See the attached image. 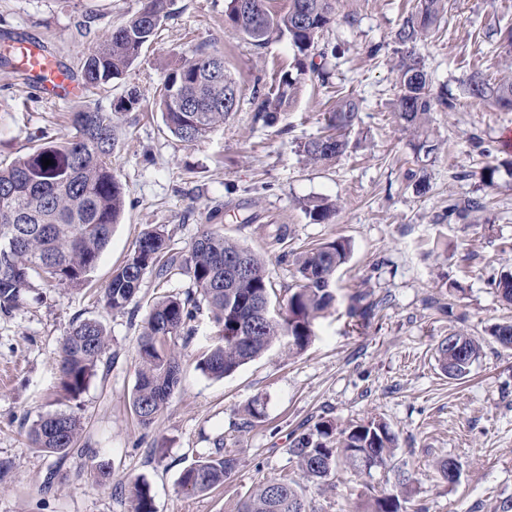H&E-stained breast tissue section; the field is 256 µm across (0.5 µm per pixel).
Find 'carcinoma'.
Masks as SVG:
<instances>
[{"label": "carcinoma", "instance_id": "cac0c4a2", "mask_svg": "<svg viewBox=\"0 0 512 512\" xmlns=\"http://www.w3.org/2000/svg\"><path fill=\"white\" fill-rule=\"evenodd\" d=\"M171 0H141L119 26L96 43L80 61L81 78L88 87H104L122 78L151 43L157 29L170 15ZM446 0H418L415 10L396 31L399 45L396 64L400 94L397 117L416 141L419 151L437 150L430 138L428 116L438 105L455 108L452 98L431 93L423 60L413 51L414 43L438 22ZM225 22L254 46L264 47L288 38L304 58L336 55V50L318 48L320 34L335 20L336 0H288L284 7L276 0H228ZM236 84L224 74V56L198 51L176 62L166 74L162 99L163 119L180 141L192 143L207 138L224 124V90ZM296 93V79L284 71L268 87L265 117L274 119L290 104ZM467 95L502 110L512 111V81L489 83L474 72L466 83ZM360 120V102L348 97L336 101L325 117L322 135L301 145L310 163L342 156L348 146L347 134ZM74 133L59 141L43 134L29 151L0 165V242L17 241L8 269H0V312L18 307L33 278L81 289L112 238L126 206L122 185L112 172L115 146L112 114L97 109L73 113ZM52 164L44 166L43 160ZM481 198L448 204V220L465 222L484 209ZM305 212L316 224H325L336 214V206L315 202ZM168 235L151 228L135 241L126 261L112 271L102 290L104 306L124 310L136 296L144 276L166 279L175 271L188 274L196 292L181 298L165 295L155 302L145 319L137 343L140 369L132 395V408L139 422L149 427L167 404L179 383L180 362L174 352L175 340L205 305L216 328L214 344L202 354L198 369L212 378L234 373L282 338L297 350L315 336L317 315L336 301V273L347 263L350 243L336 239L305 251L298 257L299 283L289 289L283 307H275L273 288L264 261L252 250L224 235L205 228L192 242L188 254L178 257L167 250ZM244 259L243 273L235 261ZM500 298L512 305V270L492 278ZM382 302L364 291L349 296L347 314L356 325L366 327ZM463 341L460 357L442 340L436 350L442 372L460 381L471 372L481 343L473 336L455 334ZM109 336L98 319L72 324L61 344L59 388L66 398L76 400L84 392L99 364L111 361ZM83 425L73 411L55 412L39 418L29 431L32 445L64 460L87 459L102 483L112 481V464L81 443ZM396 447L395 435L387 423L368 421L337 429L330 420L295 435L290 448L301 478L322 483L339 471L364 473V463L384 466ZM238 466L237 458L217 448L213 456L184 469L180 486L188 493L205 494L224 485ZM399 490L384 493L362 512H403L402 503L411 494L410 477L401 475ZM132 512H153L152 497L144 485H137ZM240 512H307L300 483L281 478L267 481L252 491Z\"/></svg>", "mask_w": 512, "mask_h": 512}]
</instances>
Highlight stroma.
Returning a JSON list of instances; mask_svg holds the SVG:
<instances>
[{
  "label": "stroma",
  "mask_w": 512,
  "mask_h": 512,
  "mask_svg": "<svg viewBox=\"0 0 512 512\" xmlns=\"http://www.w3.org/2000/svg\"><path fill=\"white\" fill-rule=\"evenodd\" d=\"M139 6V0H0V50L17 39L40 40L74 69L83 53ZM227 0H174L171 16L124 79L104 90L82 88L65 100L47 99L12 65L0 64V162L24 154L34 135L71 132V112H114L112 170L124 188L125 212L85 289L37 282L25 303L0 313V512H131L134 484L147 483L154 512H238L263 482L298 477L289 448L295 433L321 420L338 427L385 421L397 438L389 466L356 476L338 472L328 484L307 485L310 512H353L393 491L395 468L412 479L408 512H512V349L487 336L494 322L512 319L489 281L512 267V112L469 98L467 78L512 80V50L500 31L512 28V0H448L436 28L419 41L433 93L453 97L436 108L430 133L439 148L416 154L396 118L399 86L394 34L414 0H338L336 21L319 38L336 46L327 80L298 72L288 40L258 49L227 26ZM223 54L238 82L236 112L209 138L185 143L166 128L161 89L166 71L196 49ZM297 72L289 106L274 123L259 117L278 69ZM140 104L115 113L127 89ZM361 103V121L345 154L322 165L300 152L320 134L324 114L341 96ZM487 154L474 149V141ZM501 170L482 184L485 165ZM424 177L415 191L409 172ZM481 197L484 211L449 222L448 202ZM327 199L338 211L315 224L304 207ZM287 235L275 242L278 225ZM165 226L169 248L187 254L204 228L223 233L264 260L278 299L296 283L303 249L344 237L349 262L337 273V300L314 321L301 352L287 342L214 379L197 362L215 327L200 310L174 346L181 382L151 427L139 424L132 395L137 338L149 305L163 294L194 293L188 275L161 280L147 274L122 311L105 308L101 291L139 235ZM363 289L386 306L368 328L352 326L348 296ZM98 319L110 336L112 362L100 366L79 400L56 388L60 342L74 320ZM480 338L482 352L465 382L440 370L436 349L449 332ZM77 413L90 447L112 464V481L97 484L88 462L58 459L34 448L28 432L40 416ZM238 460L223 488L190 495L182 471L216 448ZM460 466L456 484L442 480L437 461Z\"/></svg>",
  "instance_id": "stroma-1"
}]
</instances>
